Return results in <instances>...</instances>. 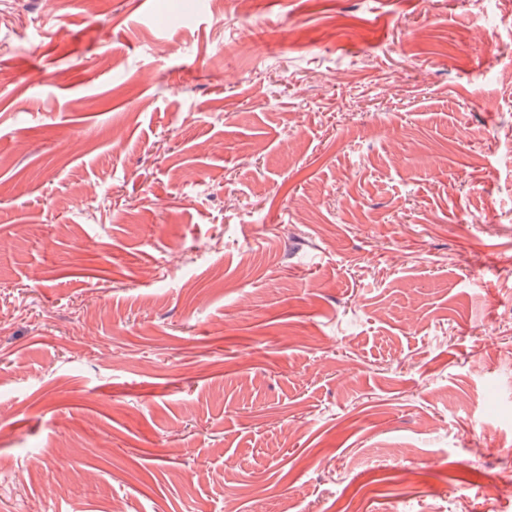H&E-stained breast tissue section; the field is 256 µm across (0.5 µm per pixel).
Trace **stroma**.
Here are the masks:
<instances>
[{"mask_svg": "<svg viewBox=\"0 0 512 512\" xmlns=\"http://www.w3.org/2000/svg\"><path fill=\"white\" fill-rule=\"evenodd\" d=\"M512 0H0V512H512Z\"/></svg>", "mask_w": 512, "mask_h": 512, "instance_id": "obj_1", "label": "stroma"}]
</instances>
